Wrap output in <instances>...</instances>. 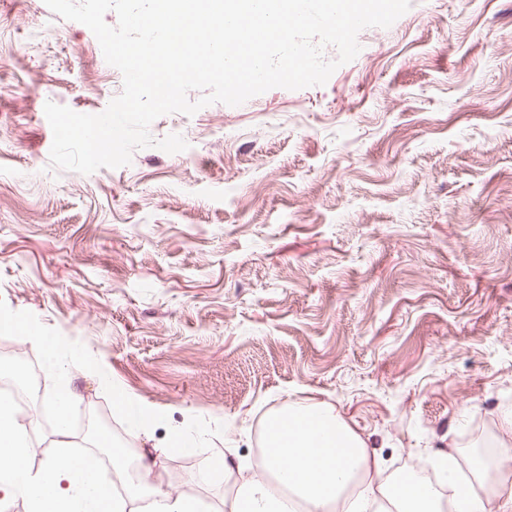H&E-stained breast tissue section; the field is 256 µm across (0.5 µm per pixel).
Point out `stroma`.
Returning a JSON list of instances; mask_svg holds the SVG:
<instances>
[{"mask_svg": "<svg viewBox=\"0 0 512 512\" xmlns=\"http://www.w3.org/2000/svg\"><path fill=\"white\" fill-rule=\"evenodd\" d=\"M325 85L273 88L150 126L185 151L135 150L83 175L49 167L46 102L98 114L123 88L89 28L44 0H0V351L41 381L32 465L53 456L59 369L80 417L126 426L117 394L191 424L161 491L216 504L213 453L251 458L292 404L328 407L385 476L512 409V0H412ZM64 340L48 359L21 325Z\"/></svg>", "mask_w": 512, "mask_h": 512, "instance_id": "obj_1", "label": "stroma"}]
</instances>
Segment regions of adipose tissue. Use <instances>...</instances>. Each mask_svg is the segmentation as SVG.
Wrapping results in <instances>:
<instances>
[{
	"mask_svg": "<svg viewBox=\"0 0 512 512\" xmlns=\"http://www.w3.org/2000/svg\"><path fill=\"white\" fill-rule=\"evenodd\" d=\"M27 436L11 401L0 396V494L22 498L27 512H213L201 499L160 492L144 462L125 495L114 497L89 459H75L64 441L32 468ZM264 443L266 456L255 466L209 458L214 476L235 478L225 512H512L511 468L477 463L475 486L447 497L414 479L389 480L366 440L325 407H288L270 420Z\"/></svg>",
	"mask_w": 512,
	"mask_h": 512,
	"instance_id": "ef3b65f1",
	"label": "adipose tissue"
}]
</instances>
